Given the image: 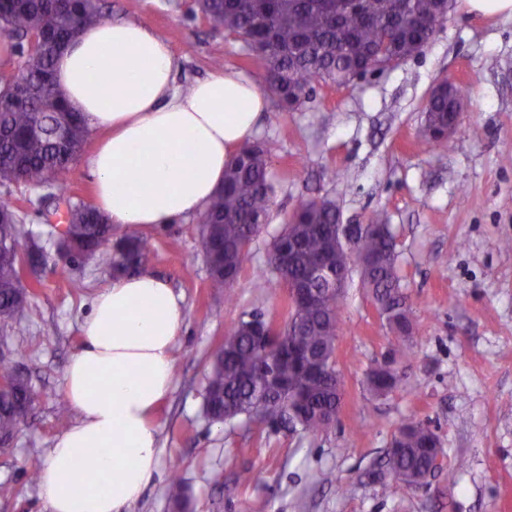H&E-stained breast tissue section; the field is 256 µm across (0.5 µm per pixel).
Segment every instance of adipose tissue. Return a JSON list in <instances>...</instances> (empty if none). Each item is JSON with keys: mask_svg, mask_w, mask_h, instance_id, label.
Listing matches in <instances>:
<instances>
[{"mask_svg": "<svg viewBox=\"0 0 512 512\" xmlns=\"http://www.w3.org/2000/svg\"><path fill=\"white\" fill-rule=\"evenodd\" d=\"M178 67L169 42L137 20L83 28L56 62L63 98L101 133L89 162L93 203L113 224L162 225L202 212L266 107L246 77L220 71L184 90ZM184 321L181 296L151 272L97 290L64 375L78 418L41 467L47 512H125L151 485L161 453L156 413L174 387ZM85 448L101 451L105 489L89 476L75 487Z\"/></svg>", "mask_w": 512, "mask_h": 512, "instance_id": "ef3b65f1", "label": "adipose tissue"}]
</instances>
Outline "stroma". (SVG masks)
I'll list each match as a JSON object with an SVG mask.
<instances>
[{"label":"stroma","mask_w":512,"mask_h":512,"mask_svg":"<svg viewBox=\"0 0 512 512\" xmlns=\"http://www.w3.org/2000/svg\"><path fill=\"white\" fill-rule=\"evenodd\" d=\"M113 19H140L165 36L182 67L180 86L224 68L248 74L240 40L192 16V0H100ZM467 107L444 152L421 139L425 107L441 80ZM269 151L276 197L230 291H214L197 219L143 228L147 270L184 298L176 385L157 413L159 474L129 512H170L171 462L190 488L193 512H512V17L478 18L453 0L447 22L418 56L350 84H315L304 105L268 106L252 136ZM335 200L344 224L383 217L412 311L413 333L390 332L360 288L359 269L342 300L336 362L343 399L324 433L302 436L243 419L211 424L201 393L211 357L241 312L282 322L280 299L253 286L273 238L299 205ZM81 278L72 291L68 280ZM112 277L94 259L29 280L22 328L0 323L32 389L11 450L0 452V512H45L27 470L43 463L76 414L65 369L82 342L96 290ZM392 359L402 381L383 396L365 378ZM428 424L442 467L426 485L388 496L370 473L408 421ZM244 469L258 482L242 485Z\"/></svg>","instance_id":"35a3bbf8"}]
</instances>
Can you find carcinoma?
<instances>
[{"label":"carcinoma","instance_id":"obj_1","mask_svg":"<svg viewBox=\"0 0 512 512\" xmlns=\"http://www.w3.org/2000/svg\"><path fill=\"white\" fill-rule=\"evenodd\" d=\"M191 12L212 27L243 41L242 52L252 71L263 78L277 106L300 109L315 82L350 83L378 67L382 59L395 65L419 55L448 20L438 0H374L362 15L345 0H194ZM112 14L100 0H0V37L10 42L11 60L0 65V321L19 323L29 293L20 272L25 260L45 267L40 244L22 248L23 212L32 204L21 188L55 178L51 197L67 202V233L74 251L61 255L72 262L96 257L116 273L141 268L151 251L137 233L117 234V227L92 204L70 195L63 175L81 156L91 130L84 116L66 105L54 82L60 50L89 24H105ZM464 110L462 97L432 90L425 109L422 143L428 150L448 148V137L433 124ZM275 185L268 150L260 142L243 145L225 170L224 190L198 214V232L210 287L222 291L236 280L253 242L271 210ZM339 211L327 198L300 205L274 238L267 260L253 269V283L276 298L288 294V276L301 281L329 259L349 277L346 246L336 234ZM357 248L373 258L374 268L362 277L363 287L389 328L410 329V311L397 272L393 236L368 231ZM341 302L326 296L312 305H290L283 347L272 360L263 359L266 337L250 328L242 313L225 332L224 344L210 364L202 394L204 417L217 424L248 419L279 426L294 420L301 435H314L339 413L342 377L336 368V340ZM396 371L367 374L370 391L392 390ZM31 389L19 377L15 362L0 358V436L20 430ZM438 436L422 422L402 426L385 454L394 475L385 491L399 494L430 466ZM168 498L174 512H189L190 495L179 473L171 469Z\"/></svg>","mask_w":512,"mask_h":512}]
</instances>
